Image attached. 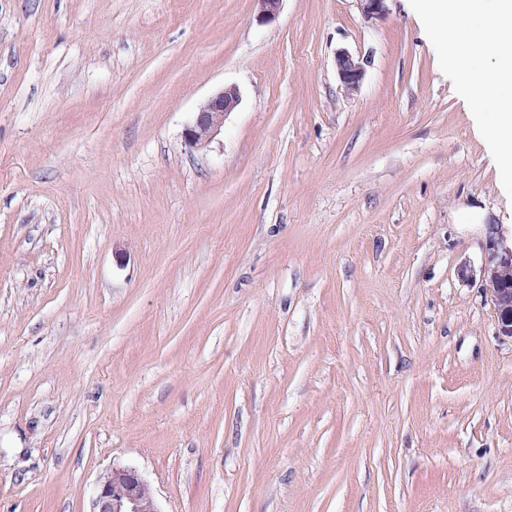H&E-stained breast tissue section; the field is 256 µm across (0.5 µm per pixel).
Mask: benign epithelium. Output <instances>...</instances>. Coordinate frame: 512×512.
<instances>
[{"instance_id": "benign-epithelium-1", "label": "benign epithelium", "mask_w": 512, "mask_h": 512, "mask_svg": "<svg viewBox=\"0 0 512 512\" xmlns=\"http://www.w3.org/2000/svg\"><path fill=\"white\" fill-rule=\"evenodd\" d=\"M259 23L274 21L280 14L283 0H253ZM367 19L382 18L388 13V0H357ZM336 73L345 91L351 95L361 89L366 68L364 60L340 50L335 58ZM240 102L235 86H225L210 95L184 128L185 147L200 150L209 146L224 131V122ZM512 267V235H506L500 224L485 227V256L479 270L482 292L493 312L498 335L512 339V287L500 279L501 271ZM146 480L133 467L114 466L98 480L92 512H160L155 497H146L142 490Z\"/></svg>"}]
</instances>
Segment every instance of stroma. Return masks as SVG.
Returning <instances> with one entry per match:
<instances>
[{
	"instance_id": "stroma-1",
	"label": "stroma",
	"mask_w": 512,
	"mask_h": 512,
	"mask_svg": "<svg viewBox=\"0 0 512 512\" xmlns=\"http://www.w3.org/2000/svg\"><path fill=\"white\" fill-rule=\"evenodd\" d=\"M388 7L0 0V512H92L115 466L160 512H512L477 277L512 199ZM336 73L342 87L348 94H357L362 86L366 68L364 60L345 50L336 53ZM240 102L236 86H225L210 95L198 108L194 119L184 128L182 138L189 150L209 146L224 131V122Z\"/></svg>"
}]
</instances>
